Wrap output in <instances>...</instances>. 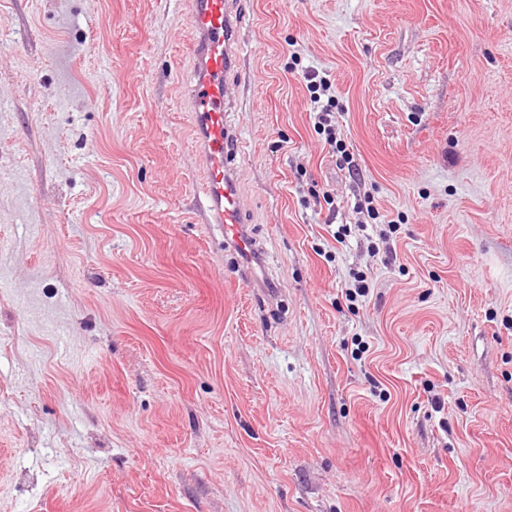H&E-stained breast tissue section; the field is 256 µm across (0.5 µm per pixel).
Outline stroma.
<instances>
[{
	"label": "stroma",
	"instance_id": "stroma-1",
	"mask_svg": "<svg viewBox=\"0 0 512 512\" xmlns=\"http://www.w3.org/2000/svg\"><path fill=\"white\" fill-rule=\"evenodd\" d=\"M243 8L273 302L198 210L184 0H0V512H512V0ZM332 107H334V99L332 96H328L327 103L321 106V109L316 113L317 114V127L322 129V132L326 135V142L330 145V147L334 148L337 151L338 149H342L338 147V141L336 138V128L335 125L332 124ZM340 152H345V149L340 150Z\"/></svg>",
	"mask_w": 512,
	"mask_h": 512
}]
</instances>
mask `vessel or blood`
Instances as JSON below:
<instances>
[{"mask_svg":"<svg viewBox=\"0 0 512 512\" xmlns=\"http://www.w3.org/2000/svg\"><path fill=\"white\" fill-rule=\"evenodd\" d=\"M188 4L194 63L186 85V103L194 118L199 211L204 223L218 227L224 246L247 265L248 277L262 287L265 277L250 265L259 244L244 224L237 189L240 137L229 121L234 109L230 75L240 67L244 26L239 0H188Z\"/></svg>","mask_w":512,"mask_h":512,"instance_id":"obj_1","label":"vessel or blood"}]
</instances>
